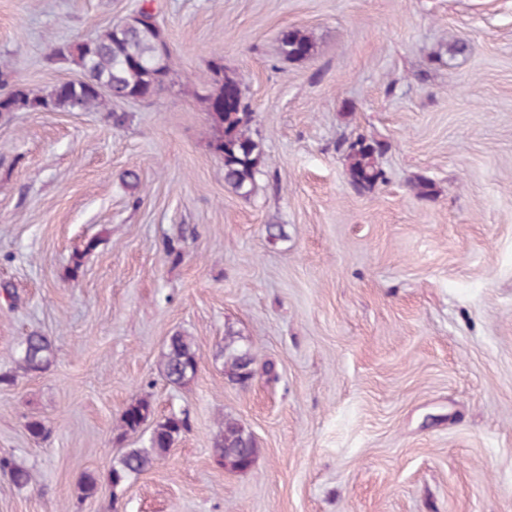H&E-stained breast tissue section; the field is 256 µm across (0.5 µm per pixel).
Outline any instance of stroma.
<instances>
[{"label":"stroma","mask_w":512,"mask_h":512,"mask_svg":"<svg viewBox=\"0 0 512 512\" xmlns=\"http://www.w3.org/2000/svg\"><path fill=\"white\" fill-rule=\"evenodd\" d=\"M138 5L0 0V63L50 91L80 76L52 42ZM153 5L176 65L160 95L114 102L124 124L0 114V285L18 297L0 301V372L29 333L55 349L0 384V454L35 474L0 475V512H512V0ZM293 29L311 57L281 56ZM218 59L264 143L247 199L194 96ZM359 137L382 144L369 191L338 149ZM229 326L257 354L244 387L224 376ZM177 333L201 355L182 387L162 366ZM142 398L189 428L116 489L114 460L149 436L116 431ZM227 415L257 441L244 472L213 452ZM0 471L7 472L14 486L19 489L27 487L33 481L32 472L18 465L12 456L0 455Z\"/></svg>","instance_id":"1"}]
</instances>
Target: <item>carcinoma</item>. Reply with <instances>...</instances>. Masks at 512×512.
<instances>
[{"mask_svg": "<svg viewBox=\"0 0 512 512\" xmlns=\"http://www.w3.org/2000/svg\"><path fill=\"white\" fill-rule=\"evenodd\" d=\"M140 23L123 31L111 24L88 42L56 43L52 46L54 58L77 66L82 78L62 90L53 87L47 93H38L20 83L6 67L0 68V112L33 110L61 112L83 110L98 112L112 100L129 98L148 99L165 90L170 82L173 53L156 12H145ZM314 42L301 31L288 32L281 40V52L293 60L312 54ZM241 79L224 69L212 67L211 82L201 102L213 129L212 149L224 159V185L232 192L249 197L255 190L264 161L263 140L253 129L254 112L245 102ZM381 152L377 141L359 137L344 150L350 183L358 190H370L383 179L376 159ZM54 357L50 339L39 333H30L18 345L15 362L27 373L44 370ZM224 377L235 384L251 379L255 354L245 343L241 333L227 327L224 336ZM200 354L189 336L177 333L170 337L163 355V374L172 385L185 386L196 376ZM149 401L139 399L131 403L120 418L121 435L137 432L151 416ZM185 413H174L155 423L148 445L127 449L112 465L111 481L117 486L128 478L139 475L159 457L165 455L175 439L188 430ZM214 448L217 461L234 472L246 471V462H254L257 446L251 431L238 420L226 417ZM0 471L10 475L17 488H25L33 481L32 472L18 465L13 457L0 455Z\"/></svg>", "mask_w": 512, "mask_h": 512, "instance_id": "carcinoma-1", "label": "carcinoma"}]
</instances>
